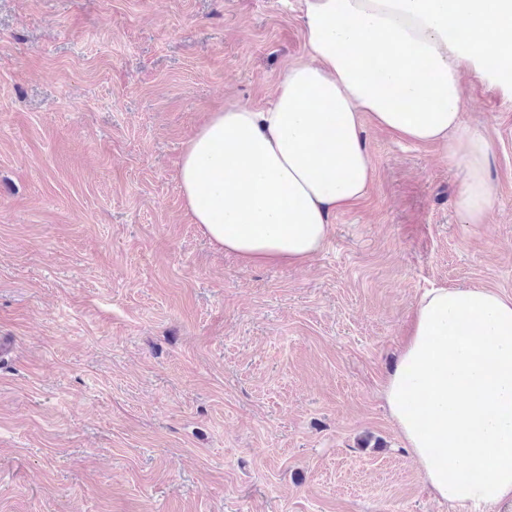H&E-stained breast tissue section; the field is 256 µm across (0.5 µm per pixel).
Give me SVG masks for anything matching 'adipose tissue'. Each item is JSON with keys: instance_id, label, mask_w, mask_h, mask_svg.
<instances>
[{"instance_id": "adipose-tissue-1", "label": "adipose tissue", "mask_w": 512, "mask_h": 512, "mask_svg": "<svg viewBox=\"0 0 512 512\" xmlns=\"http://www.w3.org/2000/svg\"><path fill=\"white\" fill-rule=\"evenodd\" d=\"M302 28L308 59L270 104L210 113L185 145L177 178L209 242L245 267L317 253L373 180L366 118L438 144L463 174L459 211L482 223L491 145L461 118L460 72L512 87V0H304ZM384 398L436 499L459 512L512 501V296L423 293Z\"/></svg>"}]
</instances>
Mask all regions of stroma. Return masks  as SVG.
Returning a JSON list of instances; mask_svg holds the SVG:
<instances>
[{"mask_svg":"<svg viewBox=\"0 0 512 512\" xmlns=\"http://www.w3.org/2000/svg\"><path fill=\"white\" fill-rule=\"evenodd\" d=\"M301 0H0V512H453L383 399L419 296H512V93L461 70L494 204L365 124L366 196L245 268L177 168L306 60Z\"/></svg>","mask_w":512,"mask_h":512,"instance_id":"1","label":"stroma"}]
</instances>
